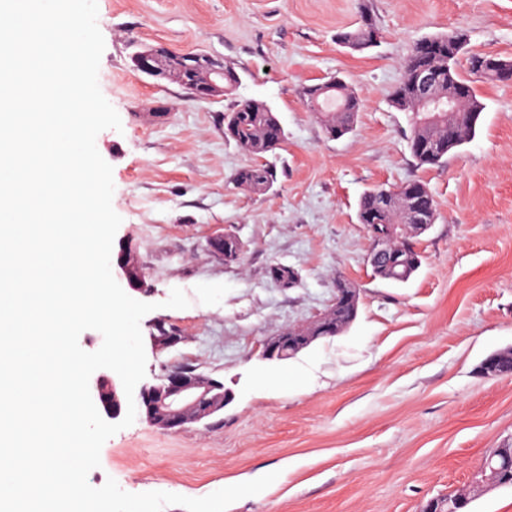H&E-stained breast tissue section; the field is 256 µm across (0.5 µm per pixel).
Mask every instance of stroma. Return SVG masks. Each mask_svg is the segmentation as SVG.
<instances>
[{"label":"stroma","instance_id":"stroma-1","mask_svg":"<svg viewBox=\"0 0 512 512\" xmlns=\"http://www.w3.org/2000/svg\"><path fill=\"white\" fill-rule=\"evenodd\" d=\"M365 15L376 46L340 45L338 32ZM97 23L98 83L122 128L96 147L113 169L116 237L154 306L140 322L144 381L187 366L231 400L178 432L137 416L104 443L90 485L111 477L129 493L200 498L276 473L264 495L227 512H422L472 486L486 455L512 448V376L479 373L512 347V82H476V135L435 166L413 158L391 94L426 36L460 29L469 53L512 58V0H98ZM154 46L233 63L240 82L191 98L134 70V53ZM333 77L364 100L339 138L299 98ZM242 98L268 103L285 131L262 193L233 181L250 158L225 137L224 114ZM412 179L427 184L437 216L417 239L418 271L391 282L371 272L358 202ZM219 234L243 242L238 261L211 249ZM274 263L295 269V287L271 283ZM340 278L360 290L349 328L286 362L263 360V341L308 325ZM175 288L189 307H166ZM161 330L178 344L155 346ZM287 372L294 381L282 382Z\"/></svg>","mask_w":512,"mask_h":512}]
</instances>
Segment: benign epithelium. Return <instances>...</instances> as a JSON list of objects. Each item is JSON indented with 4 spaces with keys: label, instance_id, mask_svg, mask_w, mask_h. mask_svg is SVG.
I'll return each instance as SVG.
<instances>
[{
    "label": "benign epithelium",
    "instance_id": "benign-epithelium-1",
    "mask_svg": "<svg viewBox=\"0 0 512 512\" xmlns=\"http://www.w3.org/2000/svg\"><path fill=\"white\" fill-rule=\"evenodd\" d=\"M137 71L159 80L177 82L189 96L208 99L224 91V63L206 54L185 56L166 50L151 49L133 56ZM437 77L432 70L420 69L416 73V87L426 95L423 103H432V92ZM369 260L372 265L397 266L395 254L391 250V238L376 229L371 234ZM130 247L123 245L112 258V273L125 284L128 290L136 293L146 291L145 278L138 277L130 269ZM348 296L344 282L337 280L335 294L329 306L303 328L297 343L288 345V337L276 336L262 344L261 356L268 361L280 362L288 348L299 351L319 339V333L327 327L336 306ZM90 393L97 407L106 417L118 418L124 408L122 384L115 375L101 372L90 378ZM230 399L224 390V383L200 374L191 368L175 367L167 369L159 376V383L143 386L137 396V405L149 422L164 431H179L186 425L199 422L224 409ZM512 463V450L500 448L485 458L478 474L477 484L487 489L500 485L501 468L498 463Z\"/></svg>",
    "mask_w": 512,
    "mask_h": 512
}]
</instances>
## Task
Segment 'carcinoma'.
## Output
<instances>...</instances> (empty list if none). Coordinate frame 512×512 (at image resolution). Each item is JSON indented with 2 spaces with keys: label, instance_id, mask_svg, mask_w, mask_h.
I'll use <instances>...</instances> for the list:
<instances>
[{
  "label": "carcinoma",
  "instance_id": "carcinoma-1",
  "mask_svg": "<svg viewBox=\"0 0 512 512\" xmlns=\"http://www.w3.org/2000/svg\"><path fill=\"white\" fill-rule=\"evenodd\" d=\"M376 25L366 19L353 30L340 33L356 50L362 51L374 45ZM459 31L422 38L416 41L401 64V79L392 98L394 106L408 113L410 123V149L421 166H434L448 157L470 139L476 131L483 111L477 98L473 81L458 70L459 56H448V43ZM425 65L438 71L437 92L454 98L455 112L448 113V102L438 113L441 120L426 123V109L408 93L415 69ZM299 96L308 109L318 118L325 132L338 136L353 129L362 98L347 83L336 81V89L323 91V84L306 85L300 88ZM224 134L253 158V162L239 168L234 174L235 183L249 192H264L276 180L274 165L265 160L267 154L284 141L285 133L271 107L256 99L242 100L224 115ZM417 212L429 223L436 218V204L426 183L413 180L395 188L378 187L365 192L359 200L358 218L361 224L382 226L405 225L409 214ZM409 238L399 234L392 240L393 248L403 253L404 265L399 272L415 273L422 263V254L407 249ZM359 300L351 299L336 309L338 325H349L357 316Z\"/></svg>",
  "mask_w": 512,
  "mask_h": 512
}]
</instances>
